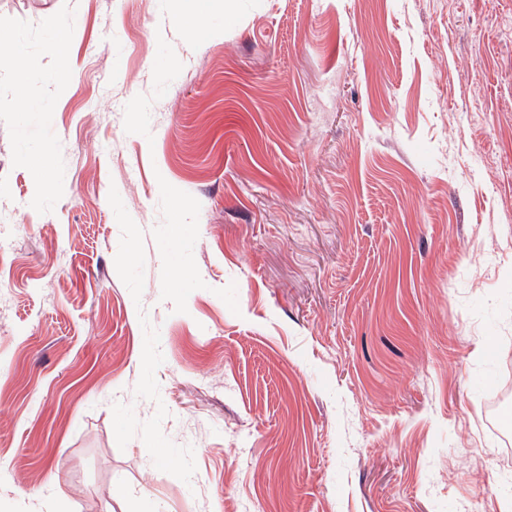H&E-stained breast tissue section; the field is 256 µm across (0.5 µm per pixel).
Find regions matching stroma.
Wrapping results in <instances>:
<instances>
[{"label":"stroma","instance_id":"obj_1","mask_svg":"<svg viewBox=\"0 0 512 512\" xmlns=\"http://www.w3.org/2000/svg\"><path fill=\"white\" fill-rule=\"evenodd\" d=\"M65 6L53 212L0 120V512H512V0L0 16ZM181 1L180 22L191 31L203 32L206 26L204 13L199 9L200 0Z\"/></svg>","mask_w":512,"mask_h":512}]
</instances>
